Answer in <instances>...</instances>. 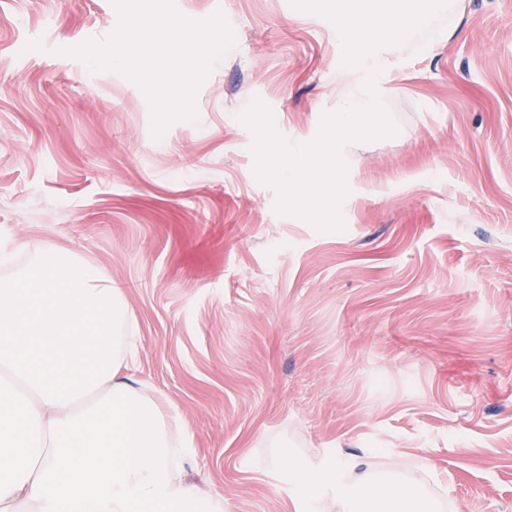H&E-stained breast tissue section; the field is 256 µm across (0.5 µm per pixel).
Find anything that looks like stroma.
<instances>
[{"instance_id": "1", "label": "stroma", "mask_w": 512, "mask_h": 512, "mask_svg": "<svg viewBox=\"0 0 512 512\" xmlns=\"http://www.w3.org/2000/svg\"><path fill=\"white\" fill-rule=\"evenodd\" d=\"M235 44L197 121L154 137L142 90L71 48L112 0H0V254L101 268L139 336L129 373L193 442L184 477L226 512H305L272 443L425 476L447 512H512V0H462L453 36L380 75L395 135L344 145V228L276 209L252 99L312 142L336 110L335 24L291 0H174Z\"/></svg>"}]
</instances>
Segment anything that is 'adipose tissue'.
Instances as JSON below:
<instances>
[{"label": "adipose tissue", "mask_w": 512, "mask_h": 512, "mask_svg": "<svg viewBox=\"0 0 512 512\" xmlns=\"http://www.w3.org/2000/svg\"><path fill=\"white\" fill-rule=\"evenodd\" d=\"M121 290L96 266L39 250L0 279V512H224L185 482L190 442L175 415L125 375L134 362ZM320 512H442L441 498L362 458L336 468L272 459Z\"/></svg>", "instance_id": "ef3b65f1"}]
</instances>
